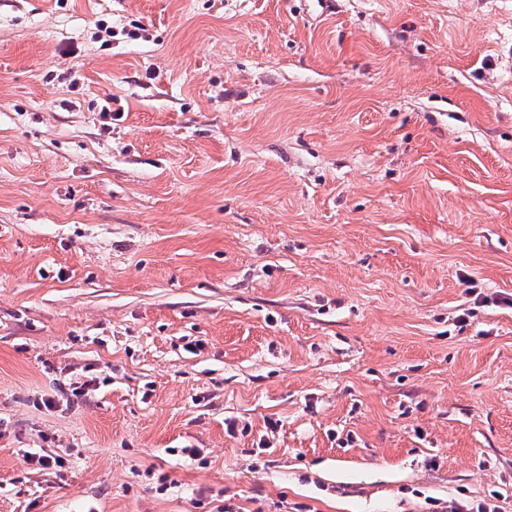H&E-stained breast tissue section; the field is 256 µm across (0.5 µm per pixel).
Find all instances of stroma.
<instances>
[{
  "label": "stroma",
  "mask_w": 512,
  "mask_h": 512,
  "mask_svg": "<svg viewBox=\"0 0 512 512\" xmlns=\"http://www.w3.org/2000/svg\"><path fill=\"white\" fill-rule=\"evenodd\" d=\"M509 56L512 0H0V512H512Z\"/></svg>",
  "instance_id": "35a3bbf8"
}]
</instances>
